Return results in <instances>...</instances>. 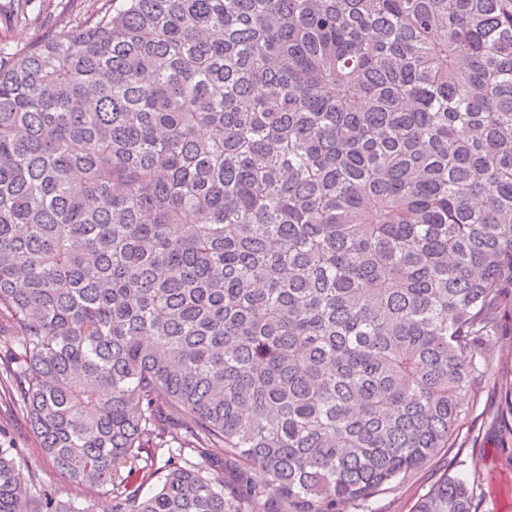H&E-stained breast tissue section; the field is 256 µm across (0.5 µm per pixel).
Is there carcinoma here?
<instances>
[{"label": "carcinoma", "instance_id": "cac0c4a2", "mask_svg": "<svg viewBox=\"0 0 512 512\" xmlns=\"http://www.w3.org/2000/svg\"><path fill=\"white\" fill-rule=\"evenodd\" d=\"M41 23L0 39V387L55 468L112 512H357L464 447L512 336V0ZM20 456L0 512H91ZM481 494L446 474L413 512Z\"/></svg>", "mask_w": 512, "mask_h": 512}]
</instances>
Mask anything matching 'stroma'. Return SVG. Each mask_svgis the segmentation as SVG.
<instances>
[{
    "label": "stroma",
    "mask_w": 512,
    "mask_h": 512,
    "mask_svg": "<svg viewBox=\"0 0 512 512\" xmlns=\"http://www.w3.org/2000/svg\"><path fill=\"white\" fill-rule=\"evenodd\" d=\"M512 376V358L493 359L475 399L474 410L460 426L461 435H478L476 446L453 448L437 457L427 468L409 474L382 494L373 512H412L416 500L445 473L461 475L479 470L485 503L482 512H512V465L505 457L512 452V438L502 435L495 423L499 396L495 385L500 377ZM0 439L21 448V468L37 486L50 488L60 502L75 500L76 486L61 476L39 448L38 439L21 414L10 411L0 398Z\"/></svg>",
    "instance_id": "stroma-1"
}]
</instances>
